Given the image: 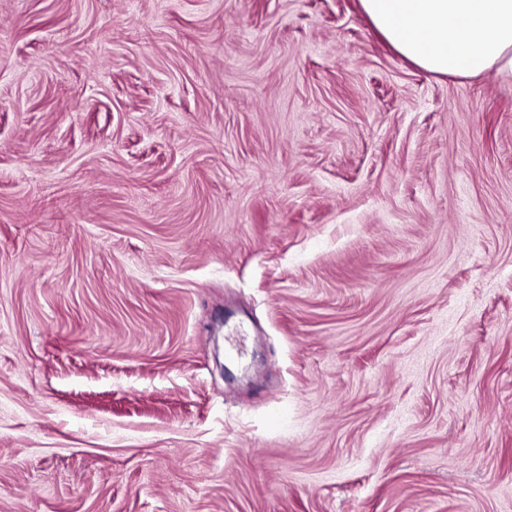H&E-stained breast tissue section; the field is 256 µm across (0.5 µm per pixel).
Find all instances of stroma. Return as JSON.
<instances>
[{
  "instance_id": "obj_1",
  "label": "stroma",
  "mask_w": 512,
  "mask_h": 512,
  "mask_svg": "<svg viewBox=\"0 0 512 512\" xmlns=\"http://www.w3.org/2000/svg\"><path fill=\"white\" fill-rule=\"evenodd\" d=\"M0 512H512V85L0 0Z\"/></svg>"
}]
</instances>
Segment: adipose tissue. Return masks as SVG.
Segmentation results:
<instances>
[{"label": "adipose tissue", "instance_id": "1", "mask_svg": "<svg viewBox=\"0 0 512 512\" xmlns=\"http://www.w3.org/2000/svg\"><path fill=\"white\" fill-rule=\"evenodd\" d=\"M401 56L442 75L512 83V0H360Z\"/></svg>", "mask_w": 512, "mask_h": 512}]
</instances>
